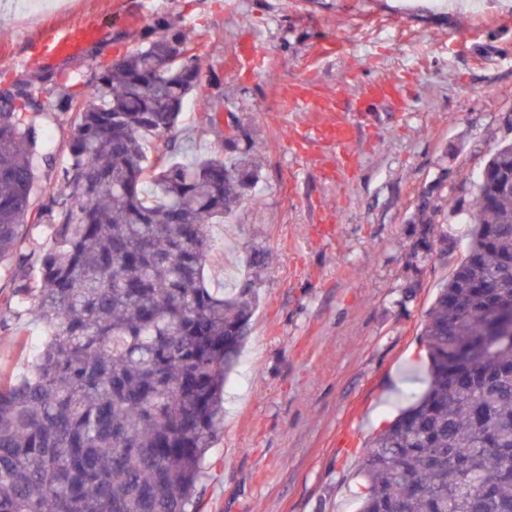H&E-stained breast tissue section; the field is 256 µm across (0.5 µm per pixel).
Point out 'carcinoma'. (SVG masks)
<instances>
[{
    "label": "carcinoma",
    "instance_id": "obj_1",
    "mask_svg": "<svg viewBox=\"0 0 512 512\" xmlns=\"http://www.w3.org/2000/svg\"><path fill=\"white\" fill-rule=\"evenodd\" d=\"M187 43L161 19L82 92L18 89L0 112V269L45 333L29 375L0 366V512H198L271 254L252 248L229 291L206 283L211 228L254 198L261 165L236 138L209 156L177 134L190 95L221 123ZM54 112L73 114L60 194L37 127ZM511 169L505 143L474 183L466 252L421 330L429 385L368 440L357 512H512V341L493 329L512 297ZM445 177L418 206L414 266L448 259L428 200ZM31 218L50 227L34 277Z\"/></svg>",
    "mask_w": 512,
    "mask_h": 512
}]
</instances>
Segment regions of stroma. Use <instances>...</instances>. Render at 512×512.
<instances>
[{"instance_id":"stroma-1","label":"stroma","mask_w":512,"mask_h":512,"mask_svg":"<svg viewBox=\"0 0 512 512\" xmlns=\"http://www.w3.org/2000/svg\"><path fill=\"white\" fill-rule=\"evenodd\" d=\"M47 0L31 11L0 0V90L30 86L51 100L60 83L81 92L160 18L201 45L202 76L217 84L225 122L258 149L259 204L213 225L205 273L230 286L251 247L270 250L250 337L224 387V432L205 460L202 512H356L361 442L383 430L420 366V329L437 288L467 245L459 218L436 224L448 261L413 271L420 197L436 178L439 207L474 200V183L512 141V4L474 0ZM84 21L101 36L63 62L30 56L45 33ZM264 54L237 72L244 46ZM395 84L403 104L361 106L363 89ZM331 99L352 125L348 158L288 128L322 112L284 113V91ZM202 154L224 150L196 98L180 116ZM335 169L336 180L325 176ZM16 282L0 271V364L28 372L16 329L41 327L6 302Z\"/></svg>"}]
</instances>
